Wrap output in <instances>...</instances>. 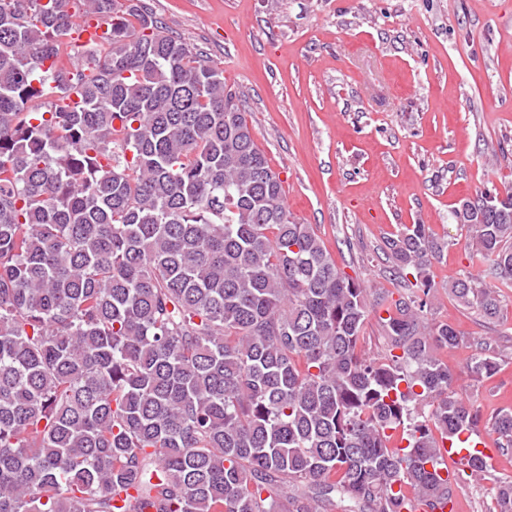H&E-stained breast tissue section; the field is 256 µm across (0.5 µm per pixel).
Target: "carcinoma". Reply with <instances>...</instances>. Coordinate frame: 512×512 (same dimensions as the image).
I'll return each instance as SVG.
<instances>
[{
    "label": "carcinoma",
    "mask_w": 512,
    "mask_h": 512,
    "mask_svg": "<svg viewBox=\"0 0 512 512\" xmlns=\"http://www.w3.org/2000/svg\"><path fill=\"white\" fill-rule=\"evenodd\" d=\"M91 17L107 30L79 61ZM453 218L489 282L448 294L500 320L512 187ZM443 248L424 224L387 238L415 291L367 294L288 214L224 70L141 0H0V512L454 509L493 465L473 447L450 474L442 443L486 431L511 454L512 408L487 420L451 391L440 352L465 336L429 319ZM496 348L477 341L473 381Z\"/></svg>",
    "instance_id": "carcinoma-1"
}]
</instances>
